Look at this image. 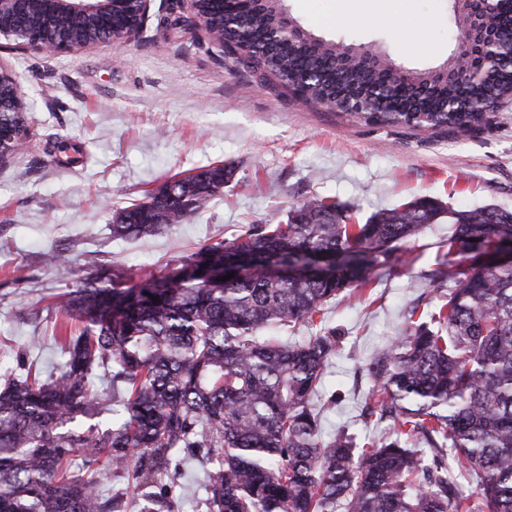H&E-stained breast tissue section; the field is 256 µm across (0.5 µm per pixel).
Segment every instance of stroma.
<instances>
[{
	"mask_svg": "<svg viewBox=\"0 0 512 512\" xmlns=\"http://www.w3.org/2000/svg\"><path fill=\"white\" fill-rule=\"evenodd\" d=\"M303 28L327 40L384 49L408 69L437 68L455 49L450 0H409L418 19L384 11L381 0H284ZM407 14V15H408ZM185 0H153L129 45L48 56L0 47V63L26 94V148L0 165V360L15 372H59L55 329L64 291L96 272L180 265L209 239L287 219L294 201L315 195L345 206L353 223L420 197L456 210H512V98L476 131H420L365 124L304 100L238 66L192 31ZM76 148L71 164L61 145ZM236 171L223 193L167 233L113 239L116 211L145 191L218 164ZM447 219L379 256L368 286L326 305L338 345L323 381L321 437L355 445L391 433L393 418L366 409L374 352L404 335L408 312L433 310L470 266L449 254ZM64 250L69 264L47 268ZM39 337L31 345V337Z\"/></svg>",
	"mask_w": 512,
	"mask_h": 512,
	"instance_id": "35a3bbf8",
	"label": "stroma"
}]
</instances>
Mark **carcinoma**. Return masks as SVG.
<instances>
[{
    "mask_svg": "<svg viewBox=\"0 0 512 512\" xmlns=\"http://www.w3.org/2000/svg\"><path fill=\"white\" fill-rule=\"evenodd\" d=\"M198 13L230 53L274 76L299 97L362 102L371 125L472 130L488 122L465 108L512 96V59L489 81L450 66L342 65L350 47L298 25L278 38L283 0H199ZM98 31L78 15L62 31L76 48ZM234 167L210 166L168 182L115 215L112 237L162 234L204 209ZM441 204L423 197L349 223L328 197L294 204L282 224H252L202 245L181 266L140 277L96 273L66 293L70 328L60 373L32 366L0 371V512H127L98 476L74 469L100 460L131 483L138 512H174L164 489L193 459H204L208 512H512V261L470 265L427 319L370 360L367 394L396 418L382 442L361 450L339 434L320 438L315 399L336 331L282 341L267 329L315 325L324 305L370 282L378 256L435 224ZM448 252L470 254L512 241V211L479 206L451 213ZM271 257L342 265L329 274L273 278ZM222 267L212 280L203 266ZM112 381L105 391L99 376ZM474 485L466 494L455 474Z\"/></svg>",
    "mask_w": 512,
    "mask_h": 512,
    "instance_id": "obj_1",
    "label": "carcinoma"
}]
</instances>
